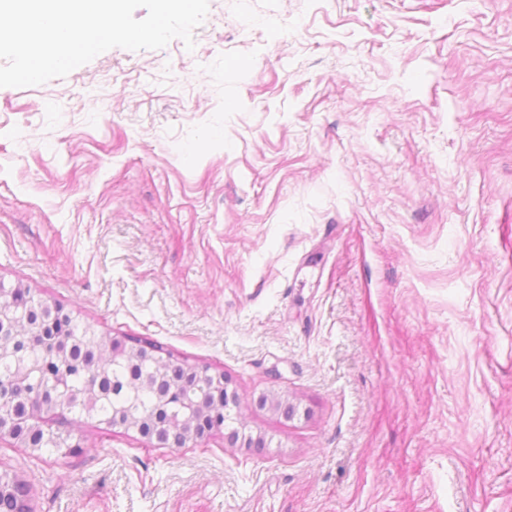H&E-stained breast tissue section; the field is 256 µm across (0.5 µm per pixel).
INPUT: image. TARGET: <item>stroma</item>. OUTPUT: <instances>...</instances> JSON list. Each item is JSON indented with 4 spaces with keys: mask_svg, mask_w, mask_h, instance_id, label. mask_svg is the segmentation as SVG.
Returning <instances> with one entry per match:
<instances>
[{
    "mask_svg": "<svg viewBox=\"0 0 512 512\" xmlns=\"http://www.w3.org/2000/svg\"><path fill=\"white\" fill-rule=\"evenodd\" d=\"M193 38L0 88V281L224 373L265 445L59 418L0 470L32 512H512V0H209Z\"/></svg>",
    "mask_w": 512,
    "mask_h": 512,
    "instance_id": "35a3bbf8",
    "label": "stroma"
}]
</instances>
